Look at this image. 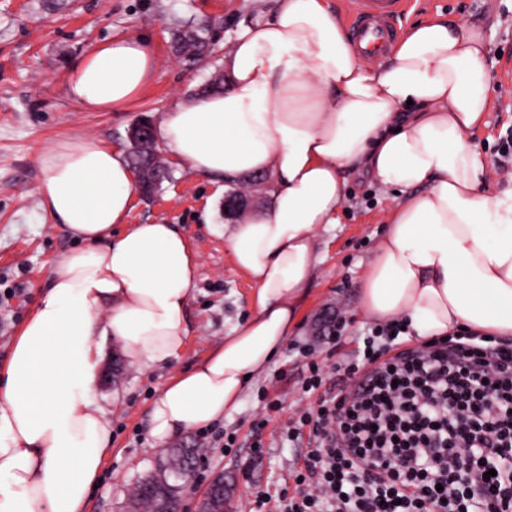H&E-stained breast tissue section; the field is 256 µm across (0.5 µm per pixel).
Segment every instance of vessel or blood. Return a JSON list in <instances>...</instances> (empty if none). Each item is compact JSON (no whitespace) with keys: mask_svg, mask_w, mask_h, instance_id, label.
<instances>
[{"mask_svg":"<svg viewBox=\"0 0 512 512\" xmlns=\"http://www.w3.org/2000/svg\"><path fill=\"white\" fill-rule=\"evenodd\" d=\"M411 4L412 0H355L345 17L351 40L362 52L376 55L391 43L396 18Z\"/></svg>","mask_w":512,"mask_h":512,"instance_id":"b4317fda","label":"vessel or blood"}]
</instances>
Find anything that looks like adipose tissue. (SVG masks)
<instances>
[{"mask_svg": "<svg viewBox=\"0 0 512 512\" xmlns=\"http://www.w3.org/2000/svg\"><path fill=\"white\" fill-rule=\"evenodd\" d=\"M157 65L143 38L109 39L73 68L68 94L89 112L118 110ZM224 73L223 93L181 98L154 134L213 182L272 174L269 204L224 232L255 309L163 385L155 441L223 417L296 330L321 261L316 235L336 223L349 170L404 193L362 277L361 314L405 320L421 341L463 327L512 339V195L483 191L470 138L489 108L481 30L414 25L372 65L326 0H277L268 19L237 29ZM40 165L43 206L81 246L52 262L0 367V512H83L112 438L96 401L104 344L145 367L178 358L197 257L170 224L114 234L132 171L97 138L56 141Z\"/></svg>", "mask_w": 512, "mask_h": 512, "instance_id": "obj_1", "label": "adipose tissue"}]
</instances>
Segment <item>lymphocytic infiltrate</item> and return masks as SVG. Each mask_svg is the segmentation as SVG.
Wrapping results in <instances>:
<instances>
[{
  "mask_svg": "<svg viewBox=\"0 0 512 512\" xmlns=\"http://www.w3.org/2000/svg\"><path fill=\"white\" fill-rule=\"evenodd\" d=\"M401 332L374 326L354 388L302 415L314 446L288 512L325 495L344 512H512V344L461 329L385 355Z\"/></svg>",
  "mask_w": 512,
  "mask_h": 512,
  "instance_id": "lymphocytic-infiltrate-1",
  "label": "lymphocytic infiltrate"
}]
</instances>
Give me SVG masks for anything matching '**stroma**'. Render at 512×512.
Returning a JSON list of instances; mask_svg holds the SVG:
<instances>
[{
	"mask_svg": "<svg viewBox=\"0 0 512 512\" xmlns=\"http://www.w3.org/2000/svg\"><path fill=\"white\" fill-rule=\"evenodd\" d=\"M275 6L276 0H0V367L49 284L51 261L79 246L41 207L43 150L58 140L93 135L128 153V127L143 116L160 121L176 100L196 94L223 70L239 25L270 16ZM437 18L485 35L490 105L472 141L485 156L484 191L510 193L512 175L499 165L502 142L512 136V0H418L397 27L403 31ZM187 28L210 42L207 64L171 53L173 32ZM132 33L147 40L159 61L153 81L125 108L82 111L68 95L71 70L101 42ZM160 154L168 181L154 196L134 194L126 221L175 225L197 254L186 313L189 336L170 364L146 368L130 362L118 383L99 385L112 443L85 512H130L134 485L173 448L200 451L198 472L181 492L182 512H198L206 482L218 472L231 485L227 512H285L286 498L299 492L292 472L309 446L293 436L298 413L318 405L317 394L302 389L306 365L314 360L322 366L327 390L338 382L336 363L354 362L373 326L357 311L361 279L397 196L365 173H346L339 222L318 233L323 261L297 331L246 386L236 408L159 445L149 434V413L162 385L223 345L229 329L252 315L255 298L223 236L212 230L223 223L224 197L236 183L212 184L192 175L169 149ZM336 316L344 330L327 335ZM229 437L235 440L230 449L223 445Z\"/></svg>",
	"mask_w": 512,
	"mask_h": 512,
	"instance_id": "stroma-1",
	"label": "stroma"
}]
</instances>
